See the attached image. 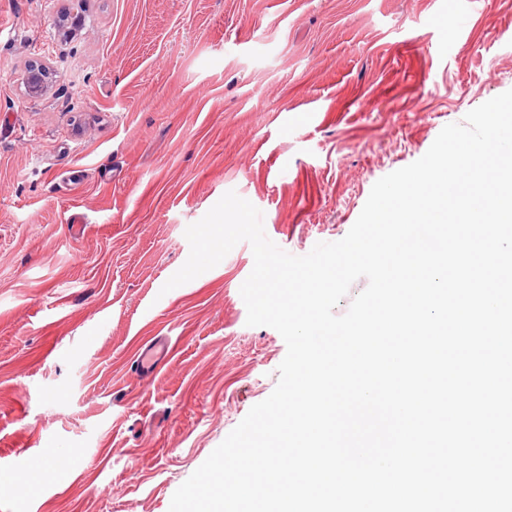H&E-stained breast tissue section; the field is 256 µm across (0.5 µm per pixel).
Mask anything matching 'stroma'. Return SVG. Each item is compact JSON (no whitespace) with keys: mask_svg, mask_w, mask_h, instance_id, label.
<instances>
[{"mask_svg":"<svg viewBox=\"0 0 512 512\" xmlns=\"http://www.w3.org/2000/svg\"><path fill=\"white\" fill-rule=\"evenodd\" d=\"M0 24V512H169L287 351L246 323L248 242L163 292L186 228L232 190L291 254L342 239L512 89V0H0ZM26 94L31 99L44 97L50 90V69L43 63L28 65L23 75Z\"/></svg>","mask_w":512,"mask_h":512,"instance_id":"obj_1","label":"stroma"}]
</instances>
